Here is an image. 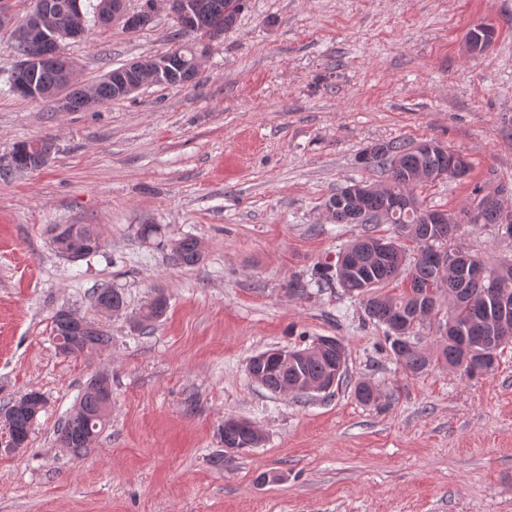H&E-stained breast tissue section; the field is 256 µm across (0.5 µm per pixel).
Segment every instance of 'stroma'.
<instances>
[{"label": "stroma", "instance_id": "obj_1", "mask_svg": "<svg viewBox=\"0 0 512 512\" xmlns=\"http://www.w3.org/2000/svg\"><path fill=\"white\" fill-rule=\"evenodd\" d=\"M477 23L494 36L472 53ZM175 24L158 0L139 31L93 25L66 40L75 85L166 53ZM15 45L1 28L0 407L31 391L46 404L24 448L0 429V512H512V342L482 378L410 376L359 299L286 290L362 235L324 202L368 178L358 156L371 144L433 139L466 155L465 176L415 188L424 205L454 213L479 187L512 207V0H245L188 84L75 111L10 92ZM45 135L56 151L44 167L7 166L17 143ZM145 222L201 239L200 264L142 247ZM55 224L95 225L100 253L67 261ZM449 246L512 260L492 224L463 225ZM105 285L127 301L106 321L110 344L60 354L55 312L93 316L90 292ZM158 291L166 316L137 328ZM306 336L345 344L343 383L297 399L250 378L251 356ZM98 372L111 414L76 455L57 428ZM358 379L381 407L356 400ZM228 417L263 443L225 452Z\"/></svg>", "mask_w": 512, "mask_h": 512}]
</instances>
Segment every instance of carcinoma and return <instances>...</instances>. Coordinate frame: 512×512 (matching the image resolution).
I'll return each mask as SVG.
<instances>
[{
    "label": "carcinoma",
    "mask_w": 512,
    "mask_h": 512,
    "mask_svg": "<svg viewBox=\"0 0 512 512\" xmlns=\"http://www.w3.org/2000/svg\"><path fill=\"white\" fill-rule=\"evenodd\" d=\"M112 0H96L83 5L82 0H50L54 12L56 31L38 46L17 44L21 56L36 55L37 66L16 76V80L35 86L39 99L54 101L64 87V75L59 68L55 52L59 42L71 37L73 18L81 17L84 26L81 35L88 32L86 11L92 10L99 18L102 6ZM193 14L195 30H188L183 23L172 34L177 42L165 54L157 57L164 63L161 85L179 86L192 81L198 73L196 39L206 34L217 38L233 27L237 15L244 7V0H188ZM131 80L129 66L110 70L95 84L93 99H88L87 88H76L68 92V110L101 105L123 98L122 89ZM38 147H27V142L16 145L13 155L15 169L36 170L44 166L55 150L52 138L37 139ZM462 166L461 175H466L470 163L464 155L454 150L441 152L420 148V144L403 139L375 143L367 147L361 160L372 169H380L385 179L369 183L371 191L358 200L331 194L325 204L333 207L330 220L336 224H391L397 236L410 237L418 244L413 259L393 237H386L389 248L380 253L375 248L379 237L365 235L352 242L344 251L349 269L325 265L317 270L314 282L319 288H329L333 283L349 295L361 300L366 319L384 329L389 349L396 363L411 375L421 374L432 365H441L461 371L468 378L489 374L495 369L497 359L485 360L487 347L499 349L512 338V325L498 327L494 324L490 305L499 296L512 298V262H492L479 258L484 276L474 280L462 265L450 267L440 264L439 256L448 253L445 244L464 224H501L500 201H488L489 195L474 189V201L483 204L477 215L467 208L452 214L446 224H435L430 218L433 209L415 203V207L403 209L397 203L403 198L413 197V189L452 160ZM95 239L85 256L100 252L102 243L96 242L100 235L91 224H55L51 228V243L60 254L69 248L72 238ZM139 241L149 248L167 251L174 266L194 267L202 260L204 246L201 240L185 235L177 240V250H172L170 239L161 224H141L137 228ZM410 279V288L391 295L382 288L400 276ZM448 289V312L445 321L437 323L436 354L430 355L412 341L415 329L424 321L436 317L441 311L439 292ZM169 302L164 293L157 294L146 303L135 323L147 326L160 320L168 310ZM88 318L82 324L53 316V333L57 348L64 356L91 355L111 343V336L100 331ZM298 368L283 369L274 361L267 360L257 367L262 386L273 393L282 392L283 384L291 388L295 397L306 395L304 386L329 379L341 362L336 348L310 349L305 346ZM112 384L108 375L101 373L90 379L75 408L57 430L58 440L75 454L86 451L107 421L110 407L103 406V398L111 395ZM356 399L367 406H380V395L370 382L359 380L354 385ZM39 414L36 404L19 405L15 402L4 408V426L11 427L15 439L28 441L34 420ZM224 444L243 450L256 448L263 442V435L251 423L228 418L221 430Z\"/></svg>",
    "instance_id": "1"
}]
</instances>
